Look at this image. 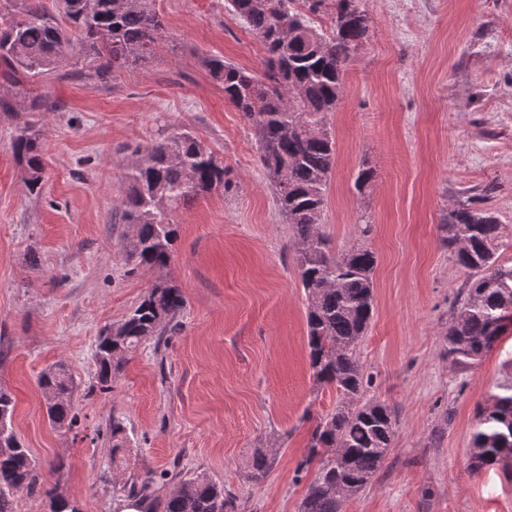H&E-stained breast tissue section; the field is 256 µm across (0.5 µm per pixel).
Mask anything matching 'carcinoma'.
Segmentation results:
<instances>
[{"label":"carcinoma","mask_w":512,"mask_h":512,"mask_svg":"<svg viewBox=\"0 0 512 512\" xmlns=\"http://www.w3.org/2000/svg\"><path fill=\"white\" fill-rule=\"evenodd\" d=\"M0 11V78L9 98L5 112H54L48 97L27 89L36 78L59 73L87 82L114 79L128 66L154 57L164 26L151 0H60L67 23L39 0H20ZM228 10L260 39L266 56L253 73L221 56L202 65L223 86L224 99L245 116L259 142V158L278 210L293 229L297 266L307 300L306 336L314 383L336 391L332 412L316 420L307 455L297 471L317 465L299 512H341L363 491L392 448L398 416L389 405L366 395L358 349L374 310L376 256L364 242L331 253L323 230L327 186L336 162V142L327 123L344 89V74L355 47L369 31L355 0H227ZM331 12L332 33L318 31L311 16ZM31 192L40 188L44 160L40 133L24 125L11 142ZM127 165L120 196V223L131 228L126 257L137 268L161 271L177 237L174 213L190 201L228 184L227 170L190 132L174 129ZM441 241L467 273L465 297L448 323V357L467 369L493 350L512 327V266L498 264L500 224L467 198L451 208L440 225ZM185 306L181 290L159 275L148 294L123 319L99 336L94 353L97 384L111 389L112 375L146 341L172 333ZM38 385L50 422L78 423L73 380L61 366L44 370ZM479 414L471 438L472 472L512 460V386ZM15 399L0 388V512H15V496L49 500L52 512H79L72 499L44 479L38 462L12 429ZM276 455L258 454L250 478L261 481ZM176 475L146 472L129 477L123 491L147 504L148 512H236L232 496L207 474L179 480L166 496L162 486Z\"/></svg>","instance_id":"1"}]
</instances>
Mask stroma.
<instances>
[{
    "instance_id": "35a3bbf8",
    "label": "stroma",
    "mask_w": 512,
    "mask_h": 512,
    "mask_svg": "<svg viewBox=\"0 0 512 512\" xmlns=\"http://www.w3.org/2000/svg\"><path fill=\"white\" fill-rule=\"evenodd\" d=\"M357 4L369 32L328 115L336 164L324 229L332 250L364 238L376 254L359 357L370 396L399 422L384 464L343 512H512L511 468L468 470L480 410L512 384V330L473 367L450 362L445 333L466 273L440 230L453 203L476 197L498 217V261L512 266V0ZM153 8L165 30L149 62L96 83L41 78L35 91L58 111L0 112V386L15 398L16 434L80 512H115L129 476L175 467L209 475L239 512H298L314 474L297 465L336 393L314 385L293 231L255 132L201 64L221 55L257 72L265 51L224 0ZM27 122L41 129L36 193L11 150ZM178 127L215 152L232 186L175 214L166 275L186 300L175 332L141 345L100 393L98 337L157 277L125 257L129 229L115 221L124 164ZM363 165L374 179L360 194ZM55 364L77 387L73 430L45 413L38 377ZM116 419L128 439L117 452ZM261 449L276 463L254 482Z\"/></svg>"
}]
</instances>
